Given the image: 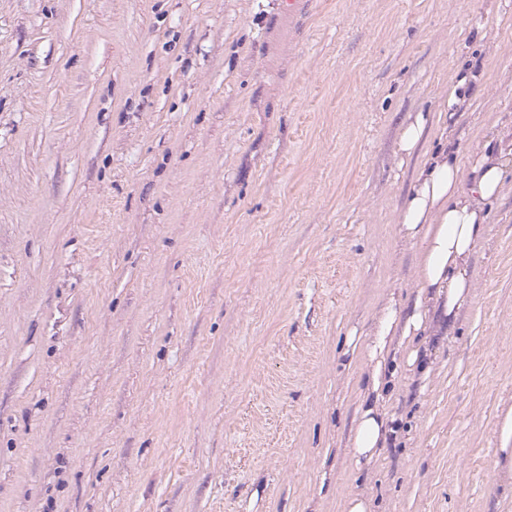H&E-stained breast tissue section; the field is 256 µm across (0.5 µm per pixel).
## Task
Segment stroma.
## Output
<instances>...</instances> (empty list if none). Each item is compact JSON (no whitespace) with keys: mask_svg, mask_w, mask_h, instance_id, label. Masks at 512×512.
I'll use <instances>...</instances> for the list:
<instances>
[{"mask_svg":"<svg viewBox=\"0 0 512 512\" xmlns=\"http://www.w3.org/2000/svg\"><path fill=\"white\" fill-rule=\"evenodd\" d=\"M0 0V512H512V177L356 470L347 353L415 291L402 123L512 135V0Z\"/></svg>","mask_w":512,"mask_h":512,"instance_id":"35a3bbf8","label":"stroma"}]
</instances>
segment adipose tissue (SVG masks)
<instances>
[{"mask_svg": "<svg viewBox=\"0 0 512 512\" xmlns=\"http://www.w3.org/2000/svg\"><path fill=\"white\" fill-rule=\"evenodd\" d=\"M504 155L479 154L469 187L460 182L459 159L450 141L416 170L399 218L403 239L417 245L415 296L412 301L388 300L377 316L372 339L351 337L353 350L369 360L366 386L359 395L351 426V451L356 468L378 460L394 435L388 390L393 361L413 374L427 375L424 360L452 331L459 311L473 296L471 259L484 240L485 202L504 188Z\"/></svg>", "mask_w": 512, "mask_h": 512, "instance_id": "obj_1", "label": "adipose tissue"}]
</instances>
